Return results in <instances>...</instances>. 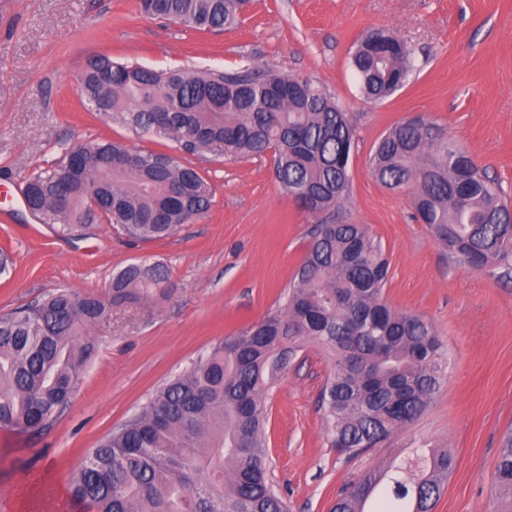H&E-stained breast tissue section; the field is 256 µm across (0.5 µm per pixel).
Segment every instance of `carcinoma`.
I'll return each instance as SVG.
<instances>
[{
	"instance_id": "carcinoma-1",
	"label": "carcinoma",
	"mask_w": 512,
	"mask_h": 512,
	"mask_svg": "<svg viewBox=\"0 0 512 512\" xmlns=\"http://www.w3.org/2000/svg\"><path fill=\"white\" fill-rule=\"evenodd\" d=\"M249 0H138L139 10L199 30L236 24ZM408 45L369 29L350 64L360 91L378 102L407 81ZM81 103L136 136L175 141L181 154L261 158L273 152L281 188L314 219L307 253L288 284L286 307L224 339L166 382L135 416L106 435L72 480L93 512H288L268 465L265 395L304 344L332 368L320 391L330 446L347 459L380 447L419 419L439 393L448 347L431 322L386 297L389 258L365 224L323 215L348 196L354 130L347 113L308 80L269 67L159 72L93 57L76 79ZM377 181L411 195L415 217L448 256L512 282V207L496 177L439 124L416 115L394 125L369 158ZM35 217L72 233L106 222L127 236L169 237L204 218L211 184L181 155L118 141L72 149L26 181ZM168 271L131 263L104 298L61 289L0 316V428L37 433L77 389L94 350L89 328L116 307L164 292ZM456 459L418 448L365 474L332 512H431ZM494 485L512 512V430L501 438Z\"/></svg>"
}]
</instances>
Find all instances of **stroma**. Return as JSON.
I'll list each match as a JSON object with an SVG mask.
<instances>
[{"label":"stroma","instance_id":"35a3bbf8","mask_svg":"<svg viewBox=\"0 0 512 512\" xmlns=\"http://www.w3.org/2000/svg\"><path fill=\"white\" fill-rule=\"evenodd\" d=\"M370 28L403 39L415 62L406 85L377 103L363 100L350 66ZM99 54L157 70L249 63L323 87L354 128L349 198L336 219L381 239L390 304L423 315L448 345L447 380L425 414L352 460L323 427L330 363L305 345L266 396L270 473L288 512H330L345 486L422 445L456 458L434 512H495L499 444L512 425V283L449 259L414 219L410 195L380 185L368 159L392 125L426 114L512 202V0H252L238 26L205 32L146 16L136 0H0V249L12 259L0 315L63 288L106 295L133 262L169 272L163 294L113 309L93 330L83 381L50 427L0 429L5 512H85L69 488L87 451L218 342L281 309L309 244L312 220L267 156L194 159L212 208L165 239L132 242L105 223L68 235L32 216L25 181L73 147L175 148L82 107L76 78Z\"/></svg>","mask_w":512,"mask_h":512}]
</instances>
